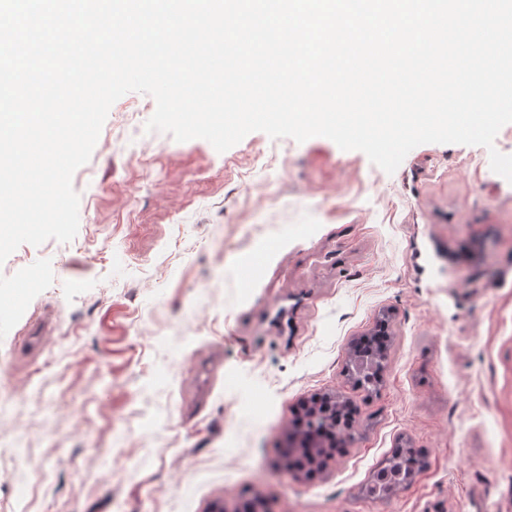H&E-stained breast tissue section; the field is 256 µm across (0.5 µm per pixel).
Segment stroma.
<instances>
[{"mask_svg":"<svg viewBox=\"0 0 512 512\" xmlns=\"http://www.w3.org/2000/svg\"><path fill=\"white\" fill-rule=\"evenodd\" d=\"M111 107L72 178L68 243L0 333V512H512V183L489 149L360 151L256 131L225 152ZM386 323L374 388L347 375ZM335 394L359 438L315 474L282 456L300 403ZM422 461L366 492L397 449Z\"/></svg>","mask_w":512,"mask_h":512,"instance_id":"stroma-1","label":"stroma"}]
</instances>
